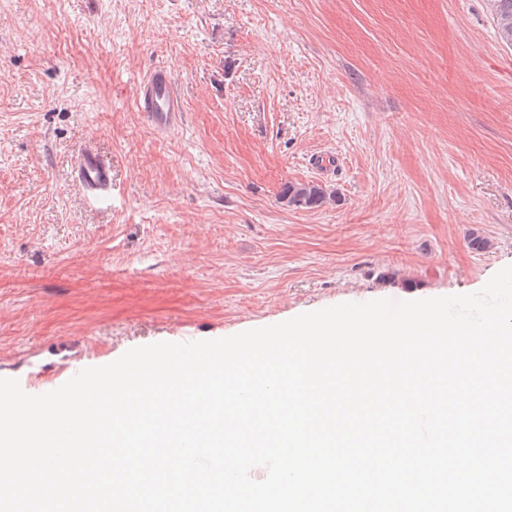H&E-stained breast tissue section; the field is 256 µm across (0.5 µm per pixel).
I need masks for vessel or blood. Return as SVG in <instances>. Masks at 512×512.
<instances>
[{
	"mask_svg": "<svg viewBox=\"0 0 512 512\" xmlns=\"http://www.w3.org/2000/svg\"><path fill=\"white\" fill-rule=\"evenodd\" d=\"M136 99L140 111L158 130H166L182 118V102L168 68L160 67L148 73L136 88ZM76 177L92 200H99L112 190V167L94 150L81 151Z\"/></svg>",
	"mask_w": 512,
	"mask_h": 512,
	"instance_id": "vessel-or-blood-1",
	"label": "vessel or blood"
}]
</instances>
